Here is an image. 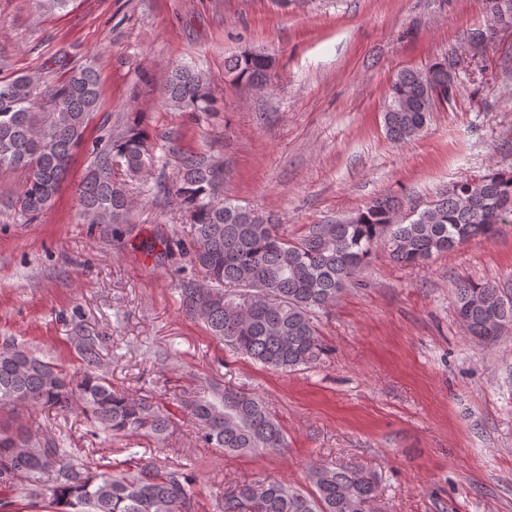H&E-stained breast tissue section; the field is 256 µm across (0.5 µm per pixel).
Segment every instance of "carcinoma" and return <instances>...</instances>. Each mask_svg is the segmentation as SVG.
Segmentation results:
<instances>
[{
  "mask_svg": "<svg viewBox=\"0 0 512 512\" xmlns=\"http://www.w3.org/2000/svg\"><path fill=\"white\" fill-rule=\"evenodd\" d=\"M272 59L258 52L224 61L234 86L268 85ZM167 105L182 112H210L214 99L195 67L167 76ZM99 75L88 65L59 85L35 74L0 80V173L20 170L24 181L10 207L35 217L58 194L75 149L85 144L98 108ZM448 101V58L428 69H404L393 78L384 112L395 142L417 135L437 102ZM169 137L175 176L167 194L188 214L182 250L198 279L182 289L185 312L203 321L210 335L266 367L292 371L324 354L313 314L333 303L354 281L373 250L384 244L394 261L421 265L472 238L492 240L512 224V172H494L469 186L465 179L403 222L399 204L372 201L357 215L313 224L290 239L263 214L224 197L223 164L207 150H186ZM93 161L77 189L78 212L89 224H111L121 234L134 200L130 186L154 165L146 132L131 126L119 137L108 130L92 141ZM455 310L467 334L491 344L497 325L512 326V297L491 283L464 281ZM71 344L84 363L69 373L13 343L0 346V413L24 408L75 412L108 436L140 433L156 442L173 424L153 396L115 389L99 373L102 338L79 327ZM200 442L226 454L280 451L285 437L263 399L239 388L209 383L185 402ZM27 482L29 505L48 512H191L193 480L182 469L163 471L145 462L112 472L78 459L60 443L46 441L21 422L0 420V482ZM305 493L282 481L243 484L220 495V512H377L376 482L355 470L330 465L310 469Z\"/></svg>",
  "mask_w": 512,
  "mask_h": 512,
  "instance_id": "carcinoma-1",
  "label": "carcinoma"
}]
</instances>
